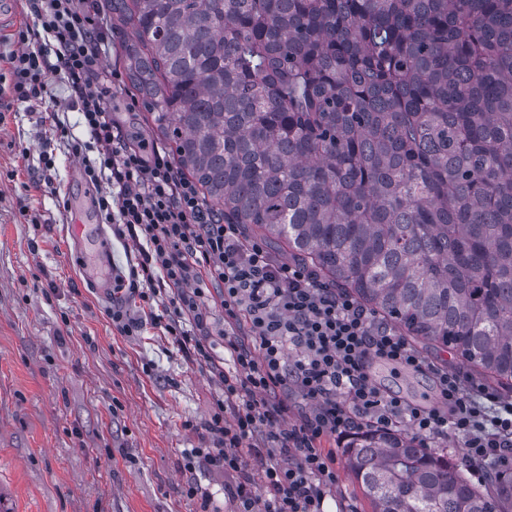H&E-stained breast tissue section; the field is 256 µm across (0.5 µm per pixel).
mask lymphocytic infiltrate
Here are the masks:
<instances>
[{
	"label": "lymphocytic infiltrate",
	"instance_id": "obj_1",
	"mask_svg": "<svg viewBox=\"0 0 512 512\" xmlns=\"http://www.w3.org/2000/svg\"><path fill=\"white\" fill-rule=\"evenodd\" d=\"M25 5L46 44L5 55L11 91L58 122L47 103L54 71L81 114L88 139L72 141L71 152L84 159L85 182L100 190L102 222L137 248L128 275L116 276L113 296L126 291L149 305L157 288L169 289V305L151 313L152 324L178 337L222 386L208 444L186 450L185 470L203 464L231 476L224 491L235 512H323L337 475L336 454L322 440L368 428H406L425 448L459 440L470 462L512 465L511 401L426 358L388 320L305 265L275 258L201 198L167 146L131 140L113 121L106 100L121 76L103 68L109 33L95 0ZM209 282L231 326L224 357L214 348ZM375 362L428 376L434 402L412 403L382 387L371 373ZM256 436L262 445H253ZM252 462L261 479L249 473Z\"/></svg>",
	"mask_w": 512,
	"mask_h": 512
}]
</instances>
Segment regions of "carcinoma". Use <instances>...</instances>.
I'll list each match as a JSON object with an SVG mask.
<instances>
[{"mask_svg": "<svg viewBox=\"0 0 512 512\" xmlns=\"http://www.w3.org/2000/svg\"><path fill=\"white\" fill-rule=\"evenodd\" d=\"M177 169L248 236L512 389V0H106ZM372 512H512L401 431L345 444Z\"/></svg>", "mask_w": 512, "mask_h": 512, "instance_id": "1", "label": "carcinoma"}]
</instances>
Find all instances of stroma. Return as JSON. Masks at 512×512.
Instances as JSON below:
<instances>
[{"label":"stroma","instance_id":"35a3bbf8","mask_svg":"<svg viewBox=\"0 0 512 512\" xmlns=\"http://www.w3.org/2000/svg\"><path fill=\"white\" fill-rule=\"evenodd\" d=\"M49 87L68 137L85 138L57 75ZM132 98L128 84L115 87L108 112L157 140L146 106L129 111ZM68 137L15 100L1 64L0 512H231L227 476L186 471L182 460L184 449L203 447L221 385L163 328L125 336L113 326L112 297L85 276L69 230L70 202L88 186ZM46 139L55 155L49 187L38 181ZM372 373L410 401L434 399L424 375L380 362ZM322 445L337 460L326 512H371L339 441Z\"/></svg>","mask_w":512,"mask_h":512}]
</instances>
